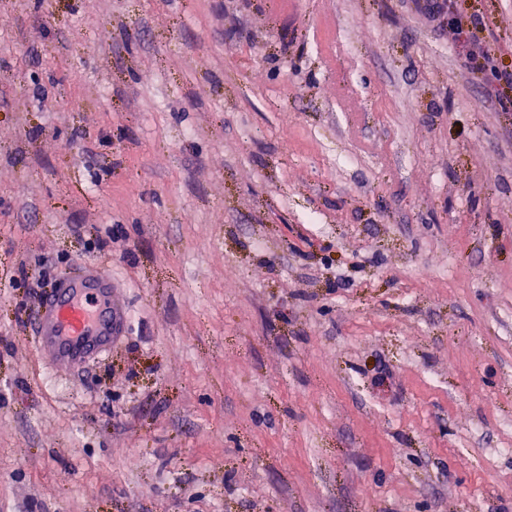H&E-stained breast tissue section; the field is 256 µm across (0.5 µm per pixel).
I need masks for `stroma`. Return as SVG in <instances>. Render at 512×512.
I'll return each instance as SVG.
<instances>
[{
    "instance_id": "1",
    "label": "stroma",
    "mask_w": 512,
    "mask_h": 512,
    "mask_svg": "<svg viewBox=\"0 0 512 512\" xmlns=\"http://www.w3.org/2000/svg\"><path fill=\"white\" fill-rule=\"evenodd\" d=\"M428 7L0 0V512H512V0ZM112 275L81 266L37 306L34 324L40 349L56 364L71 366L112 348L127 315L112 301Z\"/></svg>"
}]
</instances>
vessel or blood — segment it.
<instances>
[{"label":"vessel or blood","mask_w":512,"mask_h":512,"mask_svg":"<svg viewBox=\"0 0 512 512\" xmlns=\"http://www.w3.org/2000/svg\"><path fill=\"white\" fill-rule=\"evenodd\" d=\"M126 319L110 272L83 266L38 304L34 324L40 349L67 367L110 349Z\"/></svg>","instance_id":"1"}]
</instances>
